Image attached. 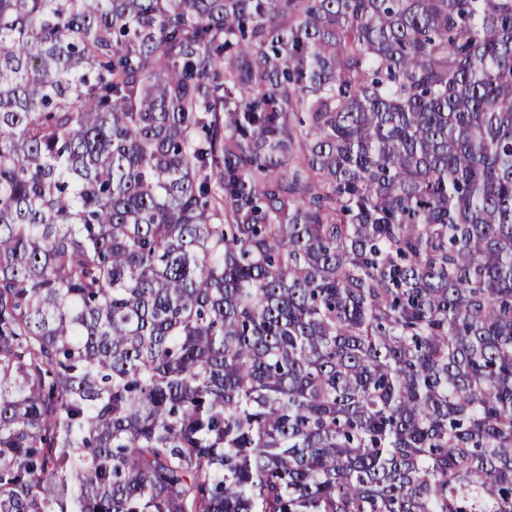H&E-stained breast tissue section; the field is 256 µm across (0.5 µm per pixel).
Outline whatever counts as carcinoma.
<instances>
[{
  "label": "carcinoma",
  "mask_w": 512,
  "mask_h": 512,
  "mask_svg": "<svg viewBox=\"0 0 512 512\" xmlns=\"http://www.w3.org/2000/svg\"><path fill=\"white\" fill-rule=\"evenodd\" d=\"M0 512H512V0H0Z\"/></svg>",
  "instance_id": "obj_1"
}]
</instances>
